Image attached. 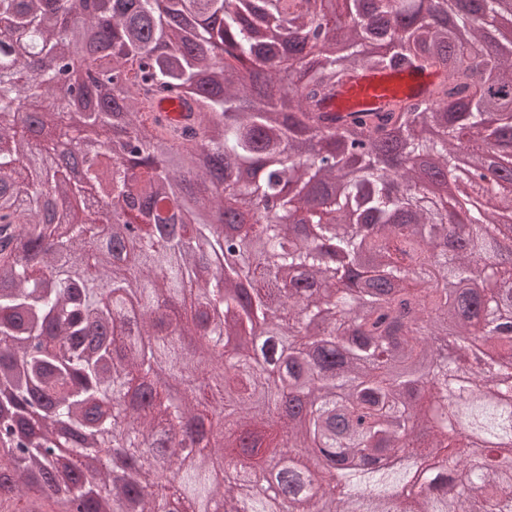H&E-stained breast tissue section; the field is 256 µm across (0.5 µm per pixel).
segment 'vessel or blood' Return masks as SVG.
Wrapping results in <instances>:
<instances>
[{
    "mask_svg": "<svg viewBox=\"0 0 512 512\" xmlns=\"http://www.w3.org/2000/svg\"><path fill=\"white\" fill-rule=\"evenodd\" d=\"M433 79L432 73L413 69L400 73L364 72L355 81L340 87L337 96L328 101L327 106L335 112H346L376 110L398 99L420 100ZM148 117L158 121L160 127L172 130L182 129L191 122L188 105L171 97L152 100L148 106Z\"/></svg>",
    "mask_w": 512,
    "mask_h": 512,
    "instance_id": "b4317fda",
    "label": "vessel or blood"
}]
</instances>
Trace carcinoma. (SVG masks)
Segmentation results:
<instances>
[{
	"instance_id": "1",
	"label": "carcinoma",
	"mask_w": 512,
	"mask_h": 512,
	"mask_svg": "<svg viewBox=\"0 0 512 512\" xmlns=\"http://www.w3.org/2000/svg\"><path fill=\"white\" fill-rule=\"evenodd\" d=\"M83 2L0 0V430L26 441L0 455V480L22 495L40 478L83 512H273L283 497L285 512H512V336L495 335L512 314L499 222L512 183L464 186L486 209L459 224L423 176L454 172L463 140L512 167L498 150L512 142V55H470L502 0L468 17L451 0H98L92 16ZM77 43L94 86L83 119L121 154L37 140L59 113L34 123L25 109L56 92L30 50L69 60ZM403 65L440 73L427 102L314 111L344 78ZM147 92L193 104L194 122L163 133L140 115ZM63 150L89 156L98 196L131 201L108 237L48 219V185L79 190L49 167ZM217 208L253 223L227 241ZM226 250L246 283L228 295L198 271L224 267ZM479 261L502 287H462ZM229 311L248 327L266 312L275 334L251 355L230 348ZM170 378L185 385L178 404ZM428 390L438 422L416 446ZM216 414L222 435L171 462L159 496L139 467L115 478L99 464L128 426L136 457ZM305 448L341 491L311 493L303 476L320 463L298 459ZM387 456L405 465L376 466ZM425 459L419 490L396 497Z\"/></svg>"
}]
</instances>
